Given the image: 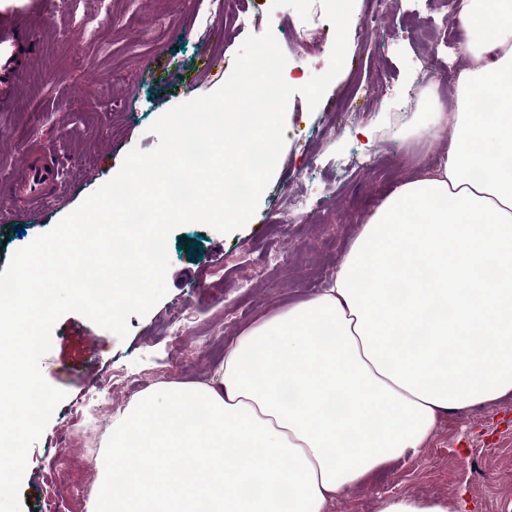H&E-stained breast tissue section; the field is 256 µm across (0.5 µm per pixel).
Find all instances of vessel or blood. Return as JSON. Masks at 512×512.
Returning <instances> with one entry per match:
<instances>
[{
    "mask_svg": "<svg viewBox=\"0 0 512 512\" xmlns=\"http://www.w3.org/2000/svg\"><path fill=\"white\" fill-rule=\"evenodd\" d=\"M33 52L29 34L18 25H0V112L9 111L14 90L23 80ZM56 162L51 155L29 154L24 162L21 180L13 182L11 192L32 196H48L53 189Z\"/></svg>",
    "mask_w": 512,
    "mask_h": 512,
    "instance_id": "obj_1",
    "label": "vessel or blood"
}]
</instances>
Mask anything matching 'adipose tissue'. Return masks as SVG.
Segmentation results:
<instances>
[{
	"label": "adipose tissue",
	"mask_w": 512,
	"mask_h": 512,
	"mask_svg": "<svg viewBox=\"0 0 512 512\" xmlns=\"http://www.w3.org/2000/svg\"><path fill=\"white\" fill-rule=\"evenodd\" d=\"M459 18L471 64L426 130L449 145L317 295L244 329L207 381L117 417L90 512H328L442 416L512 393V0H461Z\"/></svg>",
	"instance_id": "ef3b65f1"
}]
</instances>
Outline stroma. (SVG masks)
Instances as JSON below:
<instances>
[{"label": "stroma", "mask_w": 512, "mask_h": 512, "mask_svg": "<svg viewBox=\"0 0 512 512\" xmlns=\"http://www.w3.org/2000/svg\"><path fill=\"white\" fill-rule=\"evenodd\" d=\"M240 9L228 23L219 0H135L129 10L121 0H0V21L20 22L34 41L15 104L0 112V206L14 215L0 222V271L110 180L131 149L153 150L150 127L160 116L218 89L248 36L270 31L287 42L285 73L295 89L285 146L244 227L175 229L167 293L145 316L129 317L126 339L76 312L55 324L40 367L66 397L29 450L22 512H87L60 496L58 471L77 486L95 481L104 448L52 445L77 402L104 398L101 383L121 373L132 382L123 405L164 384L209 378L244 328L317 294L372 209L443 148L419 133L431 118L420 92L430 87L439 110L455 108L456 75L469 64L460 47L472 34L456 25L451 0H394L376 19L368 0H355L344 67L314 109L301 88L326 70L335 39L321 0H291L276 13L267 0H242ZM301 26L313 36L290 45L291 29ZM366 26L383 46L374 57L357 43ZM147 30L154 40H143ZM422 56L437 62L434 79L421 75ZM380 79L390 95L368 93ZM351 88L358 118L340 129L330 109ZM36 144L54 154L63 176L52 197L33 204L6 189ZM369 158L373 166L359 168ZM302 194L309 206L293 209ZM241 262L259 273L246 288L235 284ZM176 309L185 318L178 336L168 324ZM397 493L446 501L449 512H512V396L441 419L425 447L347 491L330 512H376L380 497Z\"/></svg>", "instance_id": "35a3bbf8"}]
</instances>
